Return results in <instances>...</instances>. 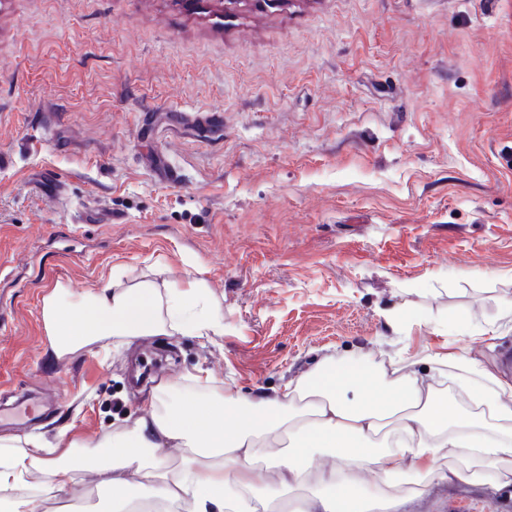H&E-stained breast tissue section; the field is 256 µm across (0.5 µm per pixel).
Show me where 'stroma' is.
<instances>
[{
  "instance_id": "stroma-1",
  "label": "stroma",
  "mask_w": 512,
  "mask_h": 512,
  "mask_svg": "<svg viewBox=\"0 0 512 512\" xmlns=\"http://www.w3.org/2000/svg\"><path fill=\"white\" fill-rule=\"evenodd\" d=\"M1 152L0 437L96 441L146 415L156 370L250 395L326 355L464 348L512 380V0H0ZM117 264L202 279L223 335L55 357L43 296ZM459 314L496 341L442 329ZM77 481L37 512H109ZM415 512L512 498L432 483Z\"/></svg>"
}]
</instances>
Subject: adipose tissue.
Segmentation results:
<instances>
[{
  "instance_id": "obj_1",
  "label": "adipose tissue",
  "mask_w": 512,
  "mask_h": 512,
  "mask_svg": "<svg viewBox=\"0 0 512 512\" xmlns=\"http://www.w3.org/2000/svg\"><path fill=\"white\" fill-rule=\"evenodd\" d=\"M124 275L117 266L104 287L76 294L58 284L44 296L55 355L112 338L223 335L224 317L203 281L162 288ZM76 446L62 436L43 456L20 438L0 437V512H35L33 474L70 494L82 469L111 489L114 512H124L134 487L140 499L180 512H405L428 481L512 485V382L463 351L433 354L423 368L327 355L250 396L220 390L208 375L184 389L159 383L147 415L90 453ZM168 448L180 449L177 463ZM324 449L333 464L312 472ZM260 463L275 482L256 485ZM367 471L373 484L362 480Z\"/></svg>"
}]
</instances>
